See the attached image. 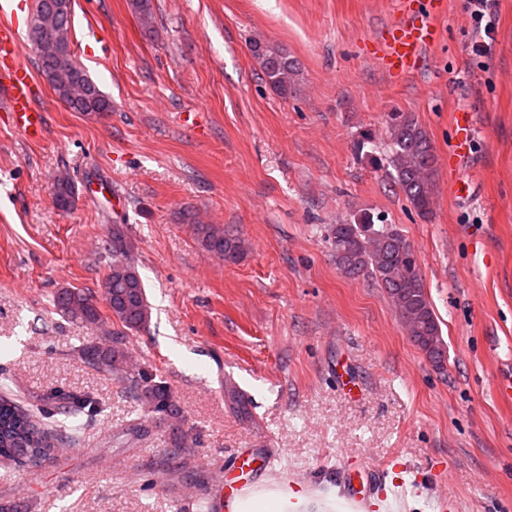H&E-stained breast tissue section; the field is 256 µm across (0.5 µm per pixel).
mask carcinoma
<instances>
[{
	"mask_svg": "<svg viewBox=\"0 0 512 512\" xmlns=\"http://www.w3.org/2000/svg\"><path fill=\"white\" fill-rule=\"evenodd\" d=\"M263 79L281 98L299 90L302 67L297 58L282 47L265 41L251 43ZM80 79L87 85L86 97L71 101L59 95L74 112H107L111 102L97 83L80 66ZM388 141L390 177L406 200L422 216L432 212L437 156L426 131L409 112H390L385 121ZM59 208L67 210L74 201V186L59 181L54 186ZM203 248L224 257L227 264L238 263L246 254V243L239 236L209 225L197 227ZM329 238L338 269L349 277H370L384 288L393 303L405 332L422 349L430 361L441 367L446 348L434 308L428 298L415 247L400 230L381 216L363 212L360 217L339 221L329 228ZM112 264L101 288L117 330L107 342L89 341L79 349L87 366L111 380L125 385L138 412V422L130 428L134 436L143 430V421L154 416H179L169 386L155 380L148 371L129 370L125 335L138 332L151 320V306L139 271L130 261L131 244L126 235L114 231L106 242ZM56 308L81 323L100 320V311L92 297L76 288H63L55 296ZM50 420L58 415L93 418L99 412L95 399L88 393L55 390L35 407L22 397L0 396V461L18 467L50 455L59 442L73 438L76 429L51 424L47 430L34 420L33 412Z\"/></svg>",
	"mask_w": 512,
	"mask_h": 512,
	"instance_id": "1",
	"label": "carcinoma"
}]
</instances>
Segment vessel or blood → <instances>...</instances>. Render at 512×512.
<instances>
[{
    "label": "vessel or blood",
    "mask_w": 512,
    "mask_h": 512,
    "mask_svg": "<svg viewBox=\"0 0 512 512\" xmlns=\"http://www.w3.org/2000/svg\"><path fill=\"white\" fill-rule=\"evenodd\" d=\"M17 0H0V111L12 126L32 142L43 140L46 114L36 106L41 92L31 69L21 59L22 34L17 17ZM447 0H396L399 18L373 44L367 54L377 60L390 76L404 78L416 73L425 51L437 40V30L428 15H441ZM457 133L448 161L459 167L468 158L471 146V115L458 113ZM346 512H381L380 499L367 489L346 483L341 489Z\"/></svg>",
    "instance_id": "obj_1"
}]
</instances>
